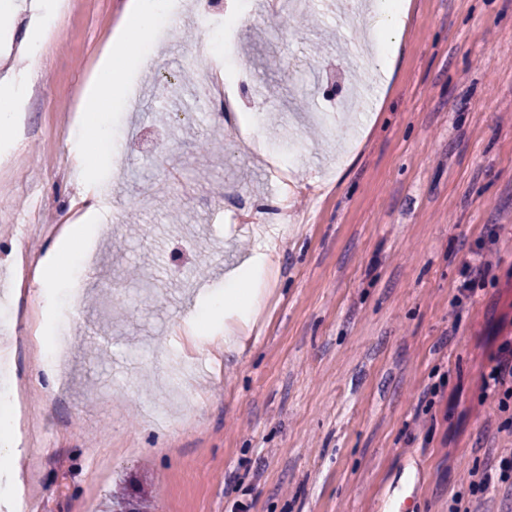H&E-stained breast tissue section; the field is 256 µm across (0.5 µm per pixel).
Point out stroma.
<instances>
[{
  "label": "stroma",
  "instance_id": "35a3bbf8",
  "mask_svg": "<svg viewBox=\"0 0 512 512\" xmlns=\"http://www.w3.org/2000/svg\"><path fill=\"white\" fill-rule=\"evenodd\" d=\"M395 64L370 105L340 112L368 44L345 0H310L275 26L261 7L236 31L235 57L259 81L243 95L287 182L237 148L179 82L196 65L194 0L159 26L140 67L144 98L110 104L108 136L81 138V101L128 0H64L34 60L26 24L0 33V78L38 81L20 114L24 142L0 134V381L20 387L42 464L14 447L0 512L33 471L41 512H106L113 491L148 512H512V484L469 495L472 472L512 452V425L483 389L512 336V0H408ZM99 154L104 211L84 266L57 272L80 299L58 325L68 346L47 394L38 355L16 347L18 266L34 275L60 226L80 219L74 148ZM119 152H112V145ZM223 211H216V202ZM27 226L18 238L16 221ZM496 226L485 287L455 304L463 245ZM277 245L261 312L177 334L203 293L266 239ZM232 327L235 345L214 330ZM210 359L177 399L168 350ZM168 412L155 422L148 410Z\"/></svg>",
  "mask_w": 512,
  "mask_h": 512
}]
</instances>
